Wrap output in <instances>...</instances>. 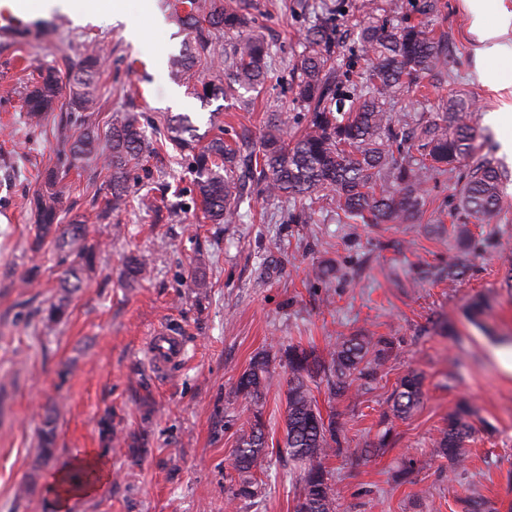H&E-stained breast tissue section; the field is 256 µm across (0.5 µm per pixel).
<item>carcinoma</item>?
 I'll return each mask as SVG.
<instances>
[{"instance_id": "carcinoma-1", "label": "carcinoma", "mask_w": 512, "mask_h": 512, "mask_svg": "<svg viewBox=\"0 0 512 512\" xmlns=\"http://www.w3.org/2000/svg\"><path fill=\"white\" fill-rule=\"evenodd\" d=\"M180 5L187 39L174 66L185 80L193 79L200 67L214 66L213 35L222 32L238 36L231 53L224 57L226 81L202 85L198 98L207 101L228 97L264 83L269 47L260 36L244 33L250 20L235 0H209L204 25L196 15V0H180ZM357 37L367 53L368 65L351 82V104L347 107L343 105L342 81L336 75L329 27H314L306 35L304 51L296 63L293 101L307 112V125L291 142L285 138L286 112L272 114L257 146L244 138L232 147L215 135L201 150L197 149V127L190 118L178 115L172 120L167 139L191 156L197 193L211 223L233 224L239 217V171L257 174L268 194L293 203L290 221L294 224L307 222L303 201L325 191L336 194V208L348 220L404 224L424 205V184L437 175L455 172L461 211L482 221L499 216L502 187L509 174L476 154L477 133L464 99L448 95L439 104L441 116L417 128L410 126V116L391 111L392 103L403 93L424 97L427 79L448 76V47L442 37L422 22L394 26L373 18L359 24ZM100 67V59L88 54L69 62L64 72L55 67L47 69L27 94L26 110L49 112L66 90L68 112L94 111L93 84ZM98 140L97 132L87 126L78 136L66 140V152L77 158L95 148ZM162 145L161 140L148 138L135 118L112 124L104 146L111 172L112 208L119 209L126 203L131 170ZM63 178L60 168L47 170L43 186L30 204L41 233L54 235L58 248L69 247L76 252L66 270V280L69 287L77 289L84 267L96 259L97 245L86 243L87 230L78 218L59 230V185ZM470 251L471 238L462 226L457 253L448 257V279L465 274V255ZM146 273L145 258H129L128 280L137 281ZM393 348V342L382 336L354 335L343 338L325 359L299 346L288 349L283 448L299 476L293 512H337L338 507V494L326 462L341 451L343 429L335 415L323 416L309 378L321 371L329 372L333 378L331 397H342L354 383L373 379L392 356ZM273 381L269 360L258 356L240 376L236 395L257 406ZM422 396L423 376L408 373L392 393V415L400 419L410 416ZM470 417L468 406L458 407L435 441L439 452L458 467L465 465V445L475 432ZM268 455V438L256 413L249 431L240 437L233 467L247 474L261 467ZM258 493L257 482L248 476L230 487L232 500L251 499Z\"/></svg>"}]
</instances>
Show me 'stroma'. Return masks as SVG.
<instances>
[{"instance_id": "1", "label": "stroma", "mask_w": 512, "mask_h": 512, "mask_svg": "<svg viewBox=\"0 0 512 512\" xmlns=\"http://www.w3.org/2000/svg\"><path fill=\"white\" fill-rule=\"evenodd\" d=\"M176 2L156 0L164 25L155 28L140 0H125L126 24L145 31L138 44L126 38V24L78 22L59 9L37 11L27 35L0 39V512H56L50 478L88 448L103 452L112 477L76 499L71 512H293L296 477L280 453L254 470L258 497L229 499L238 438L254 412L235 397L237 381L256 356L268 355L276 380L260 410L269 441L280 442L288 346L323 356L353 334L391 339L395 351L346 397L330 398L325 374L310 381L322 413L345 425L344 452L327 463L338 512H463V498L473 493L491 512H512V376L494 356L512 348L503 264L512 257V181L494 224L466 220L444 175L427 183L425 205L408 224H343L326 198L313 203L308 223L293 224L290 205L247 177L237 222L213 224L188 159L171 148L132 170L127 206L108 213L104 152L73 159L62 150L64 138L79 133L65 103L26 111L40 69L92 51L102 66L93 84L98 109L88 122L99 133L128 113L151 135L178 114L204 132L215 110L226 143L259 140L274 112L287 113L292 137L304 124L291 88L306 32L329 24L339 71L362 72L367 58L351 26L377 17L381 4L344 0L332 17V0H248L256 32L275 53L267 79L244 97L204 102L172 67L185 40L171 17ZM435 2L426 14L424 0H402L391 21H421L446 35L448 83L430 86L424 99L403 97L397 109L424 122L442 96L456 92L484 137L483 153L512 170L504 131L487 121L512 106V31L502 38L507 54L484 56L468 0ZM494 69L497 88L488 82ZM49 166L68 170L62 223L83 217L89 242L99 246L82 288L68 295L61 282L73 256L40 240L29 207ZM463 222L476 251L465 277L452 281L448 254ZM132 256L145 257L148 271L130 283L124 271ZM480 296L488 307L474 321L466 309ZM61 301L67 318L47 321L49 307ZM166 324L182 330L189 358L160 377L147 342ZM410 371L424 377L423 398L400 420L389 414V397ZM463 400L477 415L468 463L457 469L437 454L435 438ZM49 416L55 455L43 461L38 450ZM106 417L118 441L102 438ZM383 435L386 447L360 459Z\"/></svg>"}]
</instances>
